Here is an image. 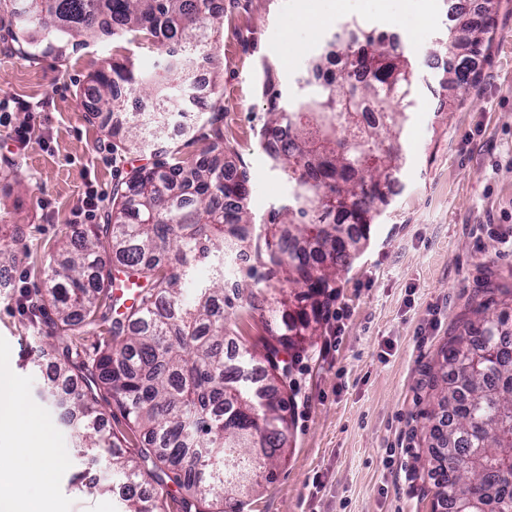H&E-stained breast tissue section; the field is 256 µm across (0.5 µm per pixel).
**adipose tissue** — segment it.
<instances>
[{
	"label": "adipose tissue",
	"mask_w": 512,
	"mask_h": 512,
	"mask_svg": "<svg viewBox=\"0 0 512 512\" xmlns=\"http://www.w3.org/2000/svg\"><path fill=\"white\" fill-rule=\"evenodd\" d=\"M15 433L8 454L0 455V512H51L46 494L54 479L55 460L47 432L37 415L27 411L11 378L0 372V429ZM36 485L40 495L30 496L25 486Z\"/></svg>",
	"instance_id": "obj_1"
}]
</instances>
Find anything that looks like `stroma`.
Segmentation results:
<instances>
[{
	"label": "stroma",
	"mask_w": 512,
	"mask_h": 512,
	"mask_svg": "<svg viewBox=\"0 0 512 512\" xmlns=\"http://www.w3.org/2000/svg\"><path fill=\"white\" fill-rule=\"evenodd\" d=\"M216 50L205 61L218 76L223 145L250 181L253 226L291 206L292 188L258 144L270 94L281 106L314 95L308 79L338 26L356 19L403 31L413 64L412 105L401 134L396 191L370 226L369 238L338 277L335 302L303 310L286 290L291 316L309 328L291 337L288 448L271 480L243 497L241 512H444L433 496L426 461L439 396L421 371L441 356L449 336L485 300V290L512 288V0H495L489 46L478 57L465 94L442 89L437 59L465 55L447 47L460 24L448 0H220ZM161 71L167 56L126 36L84 38L54 48L0 41V225L16 224L11 258L0 257V370L10 373L38 416L58 459L51 494L55 512H118L119 492L71 486L111 481L105 466L86 469L75 453L76 430L42 396L46 373L27 368L39 328L27 311L43 297L88 189L99 196L91 221L104 225L115 179L151 163L146 147L113 150L112 124L97 117L93 79L113 61ZM27 125L18 147L15 129ZM196 115L174 117L162 136L183 156L207 147Z\"/></svg>",
	"instance_id": "obj_1"
}]
</instances>
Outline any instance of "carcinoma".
Returning <instances> with one entry per match:
<instances>
[{"label": "carcinoma", "mask_w": 512, "mask_h": 512, "mask_svg": "<svg viewBox=\"0 0 512 512\" xmlns=\"http://www.w3.org/2000/svg\"><path fill=\"white\" fill-rule=\"evenodd\" d=\"M19 31L41 43L140 32L173 60L163 75L145 74L130 60L114 61L95 77L98 110L127 111L118 93L147 92L143 119L129 137L154 148L157 160L113 184L110 223L88 225L65 240V259L48 274L56 319L38 337L57 358L47 394L66 401L79 422L81 455L107 450L108 468L123 481L122 512H168V485L181 492L180 512H224L243 495L260 465L285 447L286 403L275 383L287 379L283 355L293 327L269 289L300 288L317 307L335 295L336 279L361 250L373 214L387 204L399 138L414 81L412 63L391 49L387 33L357 20L358 48L341 52L340 73L322 76L317 96L285 113L270 102L264 131L288 125V137L267 153L294 186V206L270 214L260 232L249 224L248 175L213 147L189 160L157 135L175 95L183 111L200 107L179 77L186 55L212 50L220 15L213 0H0ZM489 26L464 22L448 47L469 56L447 69L444 86L465 89L472 60ZM106 238L112 261L99 254ZM248 259V268L238 261ZM245 273L265 283L247 295L224 291L227 276ZM135 288L133 303L112 318L108 338L84 356L60 351L50 338L79 336L95 325L97 309L115 308L117 283ZM264 325L261 349L241 343L237 363L224 361L228 310L237 306ZM477 319L448 339L440 363L448 458L434 467L435 497L452 506L484 484L490 512H512V315L476 310ZM121 410L140 444L122 449L106 429L102 404ZM154 487L147 493L141 480Z\"/></svg>", "instance_id": "carcinoma-1"}]
</instances>
